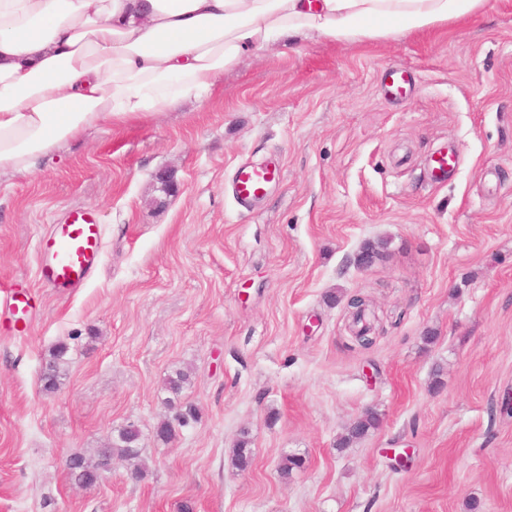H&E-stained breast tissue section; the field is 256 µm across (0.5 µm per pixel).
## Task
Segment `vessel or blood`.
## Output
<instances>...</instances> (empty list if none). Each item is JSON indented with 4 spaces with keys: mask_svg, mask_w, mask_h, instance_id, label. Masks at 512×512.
Segmentation results:
<instances>
[{
    "mask_svg": "<svg viewBox=\"0 0 512 512\" xmlns=\"http://www.w3.org/2000/svg\"><path fill=\"white\" fill-rule=\"evenodd\" d=\"M281 179L280 168L243 164L233 175L232 193L239 204L247 207L264 197ZM100 243L101 226L94 212L84 208L72 210L40 243V280L57 288L80 287L99 264Z\"/></svg>",
    "mask_w": 512,
    "mask_h": 512,
    "instance_id": "vessel-or-blood-1",
    "label": "vessel or blood"
}]
</instances>
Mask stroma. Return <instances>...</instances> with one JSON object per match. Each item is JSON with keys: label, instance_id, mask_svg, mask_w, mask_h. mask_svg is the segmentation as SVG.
Returning a JSON list of instances; mask_svg holds the SVG:
<instances>
[{"label": "stroma", "instance_id": "1", "mask_svg": "<svg viewBox=\"0 0 512 512\" xmlns=\"http://www.w3.org/2000/svg\"><path fill=\"white\" fill-rule=\"evenodd\" d=\"M394 65L412 74L401 97L384 88ZM447 149L458 168L439 184ZM244 162L283 170L249 208L230 190ZM74 207L99 218V265L52 288L38 244ZM368 242L383 256L362 267ZM2 283L33 307L0 317V512H512V0L442 28L256 51L203 99L1 176ZM357 293L376 316L367 349ZM367 411L378 429L337 448ZM128 425L141 476L116 458L75 483L69 456ZM291 454L304 465L286 480ZM66 354V347L59 346L51 354L50 360L45 364L42 380L46 389H54L59 384L60 378L64 375L63 363Z\"/></svg>", "mask_w": 512, "mask_h": 512}]
</instances>
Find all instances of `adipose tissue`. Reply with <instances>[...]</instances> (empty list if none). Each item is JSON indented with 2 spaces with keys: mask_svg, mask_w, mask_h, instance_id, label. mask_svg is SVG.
<instances>
[{
  "mask_svg": "<svg viewBox=\"0 0 512 512\" xmlns=\"http://www.w3.org/2000/svg\"><path fill=\"white\" fill-rule=\"evenodd\" d=\"M486 0H0V176L90 132L157 118L252 50L397 35Z\"/></svg>",
  "mask_w": 512,
  "mask_h": 512,
  "instance_id": "adipose-tissue-1",
  "label": "adipose tissue"
}]
</instances>
